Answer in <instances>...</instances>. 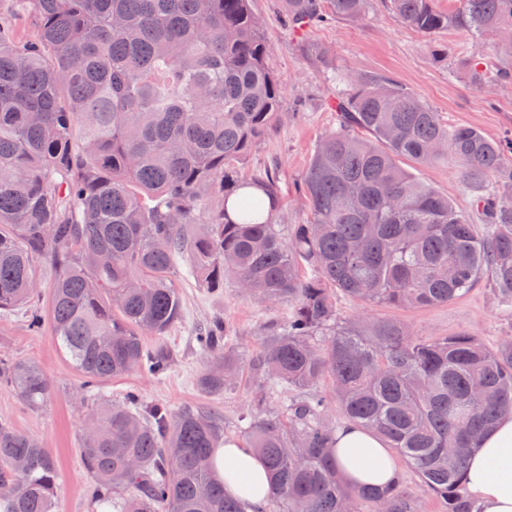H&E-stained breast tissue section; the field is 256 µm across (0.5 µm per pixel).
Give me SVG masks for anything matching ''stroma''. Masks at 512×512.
Masks as SVG:
<instances>
[{
  "label": "stroma",
  "mask_w": 512,
  "mask_h": 512,
  "mask_svg": "<svg viewBox=\"0 0 512 512\" xmlns=\"http://www.w3.org/2000/svg\"><path fill=\"white\" fill-rule=\"evenodd\" d=\"M270 42V65L285 84L282 117L241 168L262 172L276 167L280 174L283 209L279 224H299L306 217L297 191L319 138L336 125L332 108L336 86L325 79L313 50L327 51L332 65L365 75H376L403 86L439 113L451 126L479 129L494 140L512 138V81L474 88L468 59L476 51L498 53L495 39L476 44L455 32L429 37L402 25L385 0H368L362 21L335 18L308 29L291 30L282 0H253ZM413 173L448 194L458 207L471 208V189L465 188L455 159L416 165ZM178 285L184 315L164 335L146 336L148 347H163L171 358L167 375L154 377L134 372L101 383V394L121 400L130 392L148 402L173 410L209 405L224 414V436L240 439V416L247 409L259 381L243 368L234 388L223 395L204 394L198 378L205 360L192 338L195 332L220 316L243 357L261 347L266 329L288 319L284 304L270 305L243 295L233 283L213 293L195 280ZM341 320L357 317L398 319L418 337L452 336L470 331L488 347L512 336V316L502 314L488 281H480L466 295L446 304L397 309L339 299ZM0 355L37 364L51 383L44 405L25 406L13 391L0 386V424L38 437L55 457L60 472L56 512H91L88 488L92 482L79 454L80 436L90 405L80 390L81 377L61 353L50 328L30 332L22 311L0 315Z\"/></svg>",
  "instance_id": "obj_1"
}]
</instances>
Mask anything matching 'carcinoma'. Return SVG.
Here are the masks:
<instances>
[{"instance_id": "obj_1", "label": "carcinoma", "mask_w": 512, "mask_h": 512, "mask_svg": "<svg viewBox=\"0 0 512 512\" xmlns=\"http://www.w3.org/2000/svg\"><path fill=\"white\" fill-rule=\"evenodd\" d=\"M288 26L362 19L367 0H284ZM389 0L405 26L454 30L479 44L512 31V0ZM29 19L35 32H21ZM252 0H0V312L51 325L83 391L169 369L162 336L182 316L173 272L219 292L231 279L252 298L286 303L249 366L262 386L242 432L267 468L279 512H415L400 483L348 485L333 456L331 379L341 419L379 435L441 504L472 512L468 460L512 412V338L472 333L420 339L406 327L338 317L341 297L399 308L457 299L487 278L512 315V141L450 127L381 77L324 67L338 125L315 147L300 194L306 220L277 224L279 174L239 164L279 116L283 82ZM477 87L512 79V64L478 56ZM453 157L478 188L483 227L402 162ZM256 188L260 194H243ZM235 199L240 218L228 213ZM57 274L48 310L34 301L36 264ZM324 336V344L313 338ZM208 360L198 379L221 394L240 364L219 318L193 336ZM0 384L28 407L50 384L35 364L0 358ZM305 391L282 411L275 391ZM80 452L90 497L119 512H245L213 472L224 415L174 411L136 392L95 409ZM0 512H54L57 462L37 438L0 425Z\"/></svg>"}]
</instances>
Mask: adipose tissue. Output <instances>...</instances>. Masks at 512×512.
Returning <instances> with one entry per match:
<instances>
[{
	"label": "adipose tissue",
	"instance_id": "adipose-tissue-1",
	"mask_svg": "<svg viewBox=\"0 0 512 512\" xmlns=\"http://www.w3.org/2000/svg\"><path fill=\"white\" fill-rule=\"evenodd\" d=\"M336 467L353 487L381 488L400 478L385 441L351 423L336 431ZM214 471L227 493L257 510L272 495L262 460L242 443L228 442L216 449ZM466 486L479 512H512V414L500 417L472 456Z\"/></svg>",
	"mask_w": 512,
	"mask_h": 512
}]
</instances>
